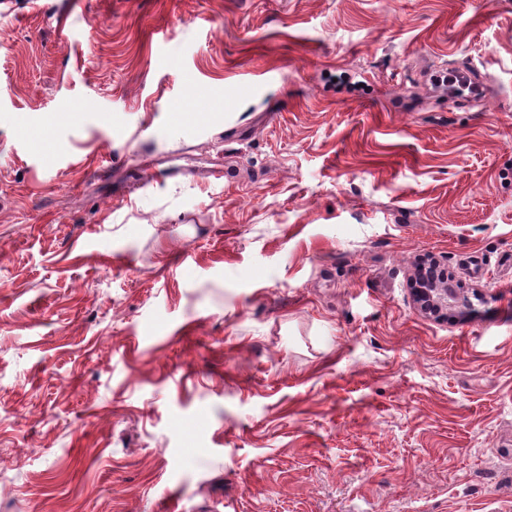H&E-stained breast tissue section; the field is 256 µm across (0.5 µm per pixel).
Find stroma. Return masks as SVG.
I'll list each match as a JSON object with an SVG mask.
<instances>
[{
  "label": "stroma",
  "instance_id": "obj_1",
  "mask_svg": "<svg viewBox=\"0 0 512 512\" xmlns=\"http://www.w3.org/2000/svg\"><path fill=\"white\" fill-rule=\"evenodd\" d=\"M0 512H512V0H0ZM416 295V296H415ZM414 300L422 313L452 310L458 300L457 288L444 280L428 281L424 287L415 288Z\"/></svg>",
  "mask_w": 512,
  "mask_h": 512
}]
</instances>
